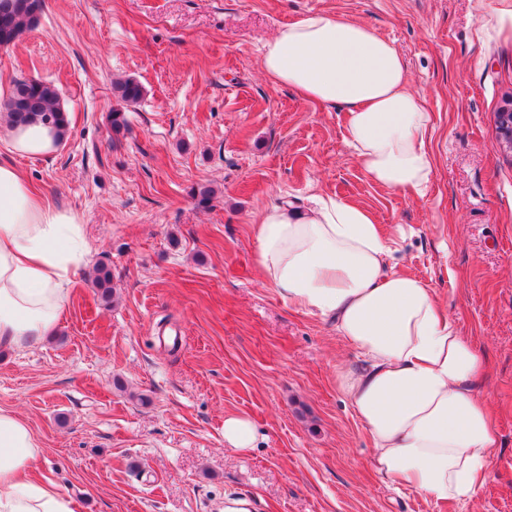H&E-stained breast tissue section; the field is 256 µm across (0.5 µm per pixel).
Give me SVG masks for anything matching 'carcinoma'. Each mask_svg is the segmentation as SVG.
<instances>
[{
    "mask_svg": "<svg viewBox=\"0 0 512 512\" xmlns=\"http://www.w3.org/2000/svg\"><path fill=\"white\" fill-rule=\"evenodd\" d=\"M40 0H8V8L0 9V46L8 47L32 27L38 19ZM120 100L133 105L142 98L143 88L133 79H126L116 86ZM58 91L54 85L30 78L15 82L7 103L9 121L17 124L43 123L61 133L67 132L66 113L58 105ZM94 288L101 299L112 293V274L105 265L96 268Z\"/></svg>",
    "mask_w": 512,
    "mask_h": 512,
    "instance_id": "cac0c4a2",
    "label": "carcinoma"
}]
</instances>
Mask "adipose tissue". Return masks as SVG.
<instances>
[{
    "mask_svg": "<svg viewBox=\"0 0 512 512\" xmlns=\"http://www.w3.org/2000/svg\"><path fill=\"white\" fill-rule=\"evenodd\" d=\"M262 67L271 85L345 113L346 144L368 179L426 195L433 117L407 91L406 63L391 41L367 25L312 14L264 44ZM6 138L11 153L31 158L59 144L56 130L40 123L11 127ZM255 235L264 283L332 321L362 358L338 372L337 385L369 436L380 479L437 503L473 500L498 446L480 395L486 359L433 288L389 266L394 239L364 208L323 194L303 211L265 209ZM88 253L81 214L0 162L1 349L34 346L55 332ZM39 459L26 422L0 409V512H79L55 485L32 478Z\"/></svg>",
    "mask_w": 512,
    "mask_h": 512,
    "instance_id": "1",
    "label": "adipose tissue"
}]
</instances>
